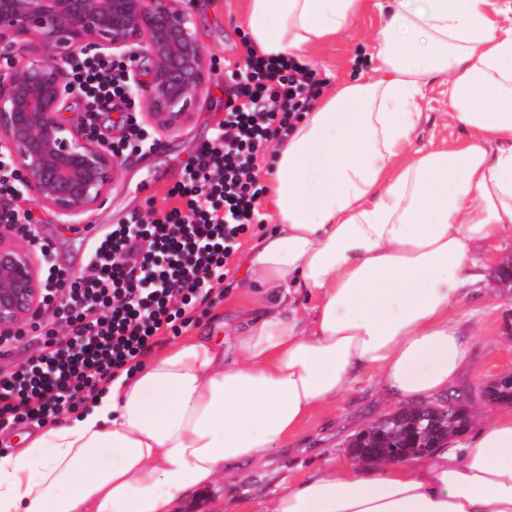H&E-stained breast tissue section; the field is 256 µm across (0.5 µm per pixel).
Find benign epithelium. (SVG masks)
I'll return each instance as SVG.
<instances>
[{
	"label": "benign epithelium",
	"instance_id": "obj_1",
	"mask_svg": "<svg viewBox=\"0 0 512 512\" xmlns=\"http://www.w3.org/2000/svg\"><path fill=\"white\" fill-rule=\"evenodd\" d=\"M147 63L139 99L160 130L186 122L208 78L187 0H0V150L33 201L77 217L102 203L119 157L66 110H87L65 63L78 54ZM32 230L0 224V345L42 308Z\"/></svg>",
	"mask_w": 512,
	"mask_h": 512
}]
</instances>
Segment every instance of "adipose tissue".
Masks as SVG:
<instances>
[{
  "label": "adipose tissue",
  "instance_id": "ef3b65f1",
  "mask_svg": "<svg viewBox=\"0 0 512 512\" xmlns=\"http://www.w3.org/2000/svg\"><path fill=\"white\" fill-rule=\"evenodd\" d=\"M487 0H244L266 55L386 19L376 75L330 88L275 149V230L245 253L233 333H196L106 383L91 408L0 458V512H177L186 495L293 441L377 371L424 404L471 357L459 327L474 246L512 231V24ZM452 74L465 145L417 148L421 81ZM497 153H490L491 143ZM262 512H512V406L401 462L322 464Z\"/></svg>",
  "mask_w": 512,
  "mask_h": 512
}]
</instances>
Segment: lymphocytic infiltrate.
I'll return each mask as SVG.
<instances>
[{
	"instance_id": "obj_1",
	"label": "lymphocytic infiltrate",
	"mask_w": 512,
	"mask_h": 512,
	"mask_svg": "<svg viewBox=\"0 0 512 512\" xmlns=\"http://www.w3.org/2000/svg\"><path fill=\"white\" fill-rule=\"evenodd\" d=\"M244 50L243 64L224 74L233 89L224 118L169 190L171 207L112 225L92 242L80 273L45 268L46 282L67 290L45 299L54 315L33 325L37 354L0 372V430L43 426L86 405L118 371L135 369L158 337L179 334L227 276L241 236L261 221L260 153L290 134L325 84L299 57ZM73 75L90 121L99 107L128 98L125 61L88 57Z\"/></svg>"
}]
</instances>
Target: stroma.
<instances>
[{"instance_id": "obj_1", "label": "stroma", "mask_w": 512, "mask_h": 512, "mask_svg": "<svg viewBox=\"0 0 512 512\" xmlns=\"http://www.w3.org/2000/svg\"><path fill=\"white\" fill-rule=\"evenodd\" d=\"M242 9L243 0H194L196 29L212 66L195 112L178 128L158 135L152 151L123 156V164L102 205L68 220L49 208L35 206L29 196L18 198L20 208L32 212V225L37 236L48 244L55 264L79 271L87 244L120 223L126 214L164 207L165 194L180 180L185 162L201 142L212 137L224 117V105L232 94L224 81V67L241 58ZM384 25L379 13L365 10L335 39L304 51L303 56L333 84L369 77L376 65L371 45ZM358 56L365 60L359 68L353 65ZM448 82L445 75L425 79L419 101L422 116L413 134L414 146H460L469 140L470 131L445 117ZM475 253L486 260L487 266L484 279L467 287L465 304L471 317L463 321L462 329L474 336L472 357L454 386L472 392L467 410L472 421L477 422L495 411L494 406L481 399V387L493 381L502 368L512 366V292L494 288L495 268L488 263L493 256L512 255V233L478 245ZM378 379L374 371L362 374L346 397L327 411L312 413L307 418L292 449L271 451L267 465L244 467L237 476L201 490L185 503L182 512H222L225 500L233 498L238 499L241 512H259L262 500L271 490L269 468H278L280 475L297 478L326 461L348 459L345 440L394 410L393 405L379 399Z\"/></svg>"}]
</instances>
